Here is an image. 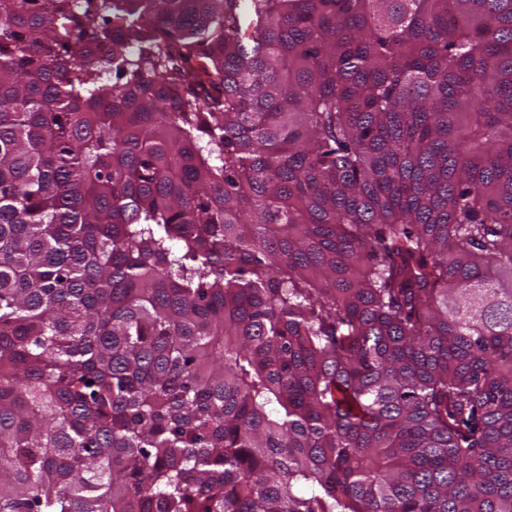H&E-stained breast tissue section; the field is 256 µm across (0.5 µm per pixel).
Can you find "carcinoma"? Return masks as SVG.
I'll return each mask as SVG.
<instances>
[{
  "label": "carcinoma",
  "mask_w": 512,
  "mask_h": 512,
  "mask_svg": "<svg viewBox=\"0 0 512 512\" xmlns=\"http://www.w3.org/2000/svg\"><path fill=\"white\" fill-rule=\"evenodd\" d=\"M0 512H512V0H0Z\"/></svg>",
  "instance_id": "cac0c4a2"
}]
</instances>
